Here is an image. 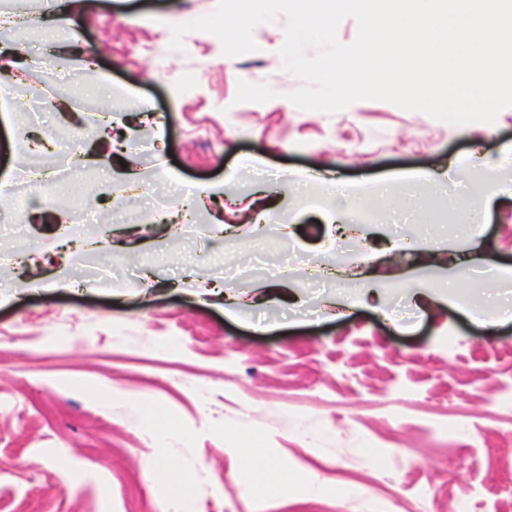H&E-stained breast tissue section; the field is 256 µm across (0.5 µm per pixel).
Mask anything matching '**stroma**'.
<instances>
[{
  "label": "stroma",
  "mask_w": 512,
  "mask_h": 512,
  "mask_svg": "<svg viewBox=\"0 0 512 512\" xmlns=\"http://www.w3.org/2000/svg\"><path fill=\"white\" fill-rule=\"evenodd\" d=\"M217 3L0 0V19L77 20L0 41L53 101L0 97V512H322L309 481L349 512H512V184L463 187L465 166L512 164V106L461 126L378 100L300 109L284 15L239 57L202 31L172 49ZM90 113L110 133L80 174L30 177L69 168L38 145ZM331 180L390 193L358 224L347 198L317 202ZM194 184L212 194L188 223ZM92 194L110 223L78 222ZM255 444L288 463L287 498L242 486L234 451Z\"/></svg>",
  "instance_id": "1"
}]
</instances>
